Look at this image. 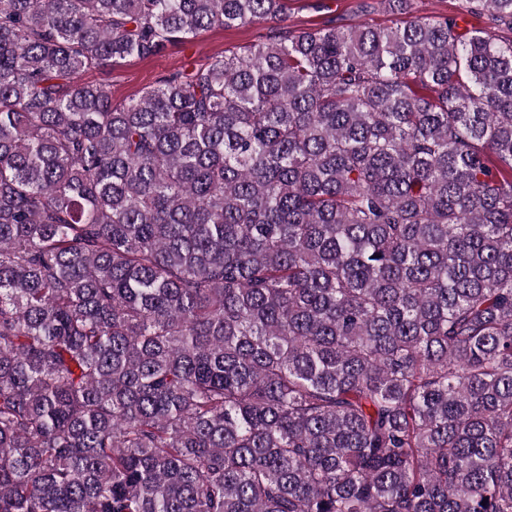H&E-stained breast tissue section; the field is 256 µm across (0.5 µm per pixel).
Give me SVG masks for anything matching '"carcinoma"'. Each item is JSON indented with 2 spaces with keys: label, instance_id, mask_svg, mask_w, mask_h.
<instances>
[{
  "label": "carcinoma",
  "instance_id": "obj_1",
  "mask_svg": "<svg viewBox=\"0 0 512 512\" xmlns=\"http://www.w3.org/2000/svg\"><path fill=\"white\" fill-rule=\"evenodd\" d=\"M80 73L286 0H0V512H512V0Z\"/></svg>",
  "mask_w": 512,
  "mask_h": 512
}]
</instances>
